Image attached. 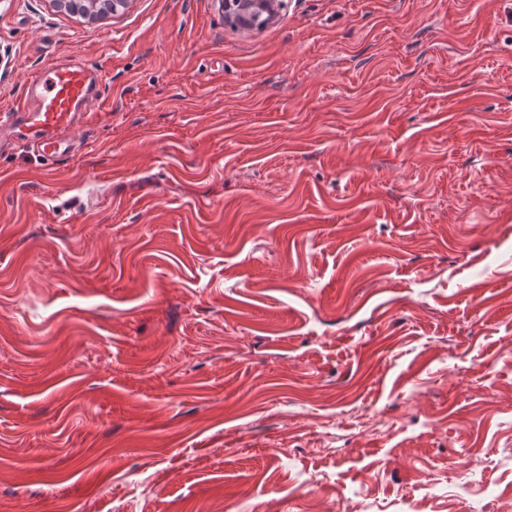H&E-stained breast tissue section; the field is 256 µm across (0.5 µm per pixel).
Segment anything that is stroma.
<instances>
[{"instance_id":"obj_1","label":"stroma","mask_w":512,"mask_h":512,"mask_svg":"<svg viewBox=\"0 0 512 512\" xmlns=\"http://www.w3.org/2000/svg\"><path fill=\"white\" fill-rule=\"evenodd\" d=\"M0 512H512V0H0ZM54 7L60 10L81 14L84 18L112 14H123L130 6L132 0H51ZM284 0H225L221 1L224 13L244 29H251L256 26L254 19L259 17L264 24L277 20L285 7ZM102 92L101 73L81 60L50 63L28 77L20 100L0 114L2 138L34 148L45 162L70 157L93 94Z\"/></svg>"}]
</instances>
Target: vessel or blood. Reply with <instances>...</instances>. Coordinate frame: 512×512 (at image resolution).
<instances>
[{
    "mask_svg": "<svg viewBox=\"0 0 512 512\" xmlns=\"http://www.w3.org/2000/svg\"><path fill=\"white\" fill-rule=\"evenodd\" d=\"M101 90L100 72L82 61L48 64L27 78L20 100L0 114V139L32 146L46 162L64 160L75 151L91 97Z\"/></svg>",
    "mask_w": 512,
    "mask_h": 512,
    "instance_id": "1",
    "label": "vessel or blood"
}]
</instances>
